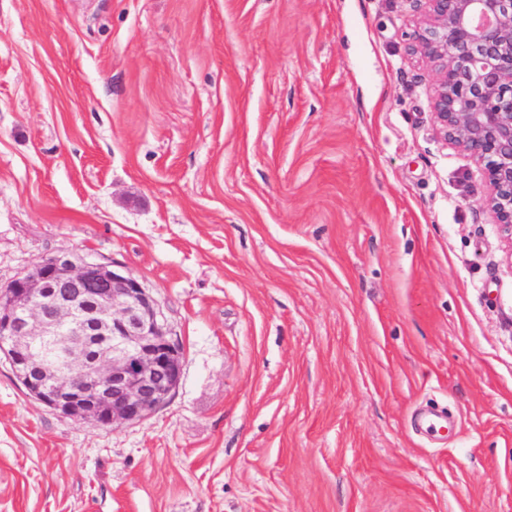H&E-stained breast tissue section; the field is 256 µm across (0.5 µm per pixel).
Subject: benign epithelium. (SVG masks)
<instances>
[{
	"label": "benign epithelium",
	"instance_id": "obj_1",
	"mask_svg": "<svg viewBox=\"0 0 512 512\" xmlns=\"http://www.w3.org/2000/svg\"><path fill=\"white\" fill-rule=\"evenodd\" d=\"M414 2L424 10L405 38L436 71L437 131L482 167V204L512 240V0ZM0 353L41 403L111 427L147 417L182 373L140 282L68 253L0 289Z\"/></svg>",
	"mask_w": 512,
	"mask_h": 512
}]
</instances>
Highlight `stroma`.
<instances>
[{"label": "stroma", "mask_w": 512, "mask_h": 512, "mask_svg": "<svg viewBox=\"0 0 512 512\" xmlns=\"http://www.w3.org/2000/svg\"><path fill=\"white\" fill-rule=\"evenodd\" d=\"M411 0H0V287L71 252L182 379L99 428L0 355V512H512V243Z\"/></svg>", "instance_id": "1"}]
</instances>
